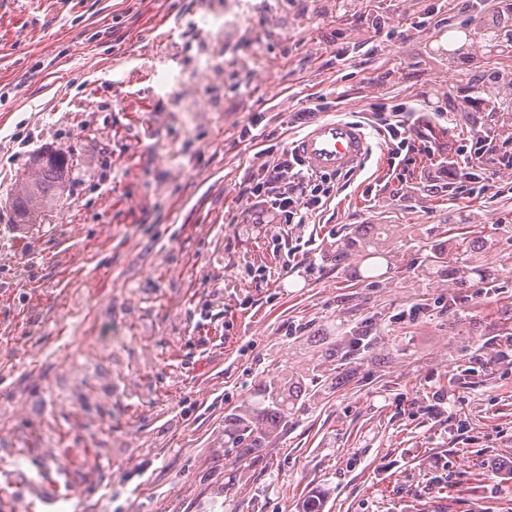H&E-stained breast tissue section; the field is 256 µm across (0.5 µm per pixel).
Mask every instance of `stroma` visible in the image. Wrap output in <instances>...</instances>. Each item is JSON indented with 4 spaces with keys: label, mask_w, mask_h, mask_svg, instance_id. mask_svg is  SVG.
Listing matches in <instances>:
<instances>
[{
    "label": "stroma",
    "mask_w": 512,
    "mask_h": 512,
    "mask_svg": "<svg viewBox=\"0 0 512 512\" xmlns=\"http://www.w3.org/2000/svg\"><path fill=\"white\" fill-rule=\"evenodd\" d=\"M454 7L0 0V512H512V269L452 309L454 278L487 261L423 274L450 235L512 257L495 229L512 169L479 196L448 185L470 131L512 152L479 80L512 56L473 39L450 70ZM423 92L408 164L372 138L311 224L243 196L308 104L358 122ZM59 148L63 198L14 223L18 178ZM397 224L370 277L362 242ZM281 236L309 240L312 267L284 270ZM300 376L286 424L238 439L263 386Z\"/></svg>",
    "instance_id": "35a3bbf8"
}]
</instances>
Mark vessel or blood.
Instances as JSON below:
<instances>
[{"label": "vessel or blood", "mask_w": 512, "mask_h": 512, "mask_svg": "<svg viewBox=\"0 0 512 512\" xmlns=\"http://www.w3.org/2000/svg\"><path fill=\"white\" fill-rule=\"evenodd\" d=\"M308 169L318 173L355 171L371 151L364 125L345 119L317 122L290 145Z\"/></svg>", "instance_id": "obj_1"}]
</instances>
